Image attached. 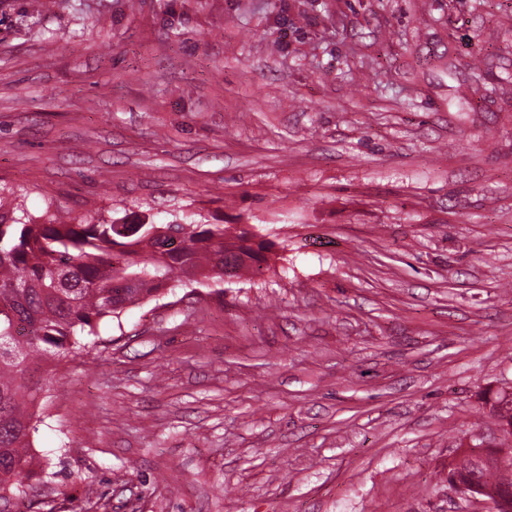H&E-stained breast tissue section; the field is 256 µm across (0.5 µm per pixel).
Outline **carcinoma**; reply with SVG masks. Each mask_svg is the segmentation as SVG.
Here are the masks:
<instances>
[{
    "mask_svg": "<svg viewBox=\"0 0 512 512\" xmlns=\"http://www.w3.org/2000/svg\"><path fill=\"white\" fill-rule=\"evenodd\" d=\"M18 191L0 185V495L23 493L40 480L32 437L41 422L40 397L50 383L46 366L61 362L98 324L129 304L157 296L169 283L224 279L253 266L244 235L222 224L173 216L157 224L149 215L126 232L112 212L64 217L49 202L37 215L17 202ZM502 420L512 399L496 393L491 406ZM491 467L494 485L512 488V464L458 468L461 479L480 481Z\"/></svg>",
    "mask_w": 512,
    "mask_h": 512,
    "instance_id": "1",
    "label": "carcinoma"
}]
</instances>
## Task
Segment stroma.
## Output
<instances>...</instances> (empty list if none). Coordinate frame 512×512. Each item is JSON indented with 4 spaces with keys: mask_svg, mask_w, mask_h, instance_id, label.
<instances>
[{
    "mask_svg": "<svg viewBox=\"0 0 512 512\" xmlns=\"http://www.w3.org/2000/svg\"><path fill=\"white\" fill-rule=\"evenodd\" d=\"M0 185L267 246L84 337L14 512H479L448 464L512 448V0H0Z\"/></svg>",
    "mask_w": 512,
    "mask_h": 512,
    "instance_id": "35a3bbf8",
    "label": "stroma"
}]
</instances>
